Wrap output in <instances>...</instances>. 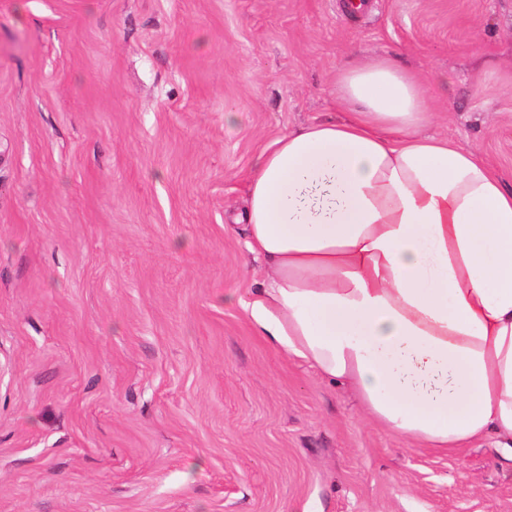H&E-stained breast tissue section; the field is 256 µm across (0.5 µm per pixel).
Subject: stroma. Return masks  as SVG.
<instances>
[{
    "label": "stroma",
    "instance_id": "obj_1",
    "mask_svg": "<svg viewBox=\"0 0 512 512\" xmlns=\"http://www.w3.org/2000/svg\"><path fill=\"white\" fill-rule=\"evenodd\" d=\"M0 0V512H512V454L413 448L271 349L256 157L427 80V134L512 187V0Z\"/></svg>",
    "mask_w": 512,
    "mask_h": 512
}]
</instances>
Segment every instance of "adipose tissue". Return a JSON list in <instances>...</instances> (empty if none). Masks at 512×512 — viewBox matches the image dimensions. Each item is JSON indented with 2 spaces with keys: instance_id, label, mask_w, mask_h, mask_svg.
<instances>
[{
  "instance_id": "ef3b65f1",
  "label": "adipose tissue",
  "mask_w": 512,
  "mask_h": 512,
  "mask_svg": "<svg viewBox=\"0 0 512 512\" xmlns=\"http://www.w3.org/2000/svg\"><path fill=\"white\" fill-rule=\"evenodd\" d=\"M336 100L346 120L258 156L234 218L263 263L256 333L408 445L512 446V188L421 136L435 115L392 59L344 69Z\"/></svg>"
}]
</instances>
